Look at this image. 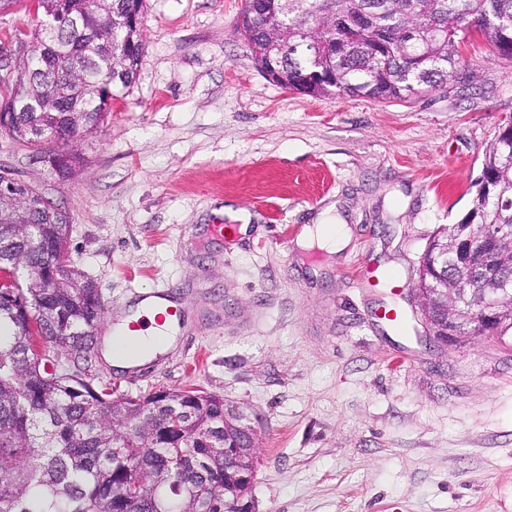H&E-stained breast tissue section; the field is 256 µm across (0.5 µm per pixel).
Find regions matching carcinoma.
I'll return each instance as SVG.
<instances>
[{"label":"carcinoma","mask_w":512,"mask_h":512,"mask_svg":"<svg viewBox=\"0 0 512 512\" xmlns=\"http://www.w3.org/2000/svg\"><path fill=\"white\" fill-rule=\"evenodd\" d=\"M29 2L44 18L14 33L28 49L0 84V131L56 146L67 175L80 162L69 146L103 124L116 92L136 77L144 0ZM50 7L58 12L51 53L43 46ZM474 30L512 59V0H279L274 14L247 2L236 24L260 70L280 71L279 85L385 101L459 75V47ZM303 32L326 44L317 61L270 50ZM475 186L461 223L480 235L496 224L512 236V128L485 148ZM70 232L63 211L26 182L0 190V330L9 335L0 343V512H224V441L248 442L236 421L224 423V399L196 391L112 400L84 390L102 304L93 280L59 262ZM420 282L438 325L440 285L429 271ZM57 352L72 356L70 381L33 370L35 354ZM135 476L150 483L139 495L130 494Z\"/></svg>","instance_id":"obj_1"}]
</instances>
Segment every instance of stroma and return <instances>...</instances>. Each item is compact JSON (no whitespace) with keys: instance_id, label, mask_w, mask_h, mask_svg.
I'll use <instances>...</instances> for the list:
<instances>
[{"instance_id":"1","label":"stroma","mask_w":512,"mask_h":512,"mask_svg":"<svg viewBox=\"0 0 512 512\" xmlns=\"http://www.w3.org/2000/svg\"><path fill=\"white\" fill-rule=\"evenodd\" d=\"M243 0H144L143 57L58 177L0 134L4 169L69 217L104 318L176 285L189 339L113 397L202 390L251 415L256 512H512V329L425 338L412 294L429 242L475 204L484 147L512 116V59L471 35L462 79L407 102L308 96L268 81L235 27ZM338 203L350 244L303 228ZM247 233L209 242L224 204ZM392 271L404 287L369 284ZM394 306L402 328L379 317Z\"/></svg>"}]
</instances>
